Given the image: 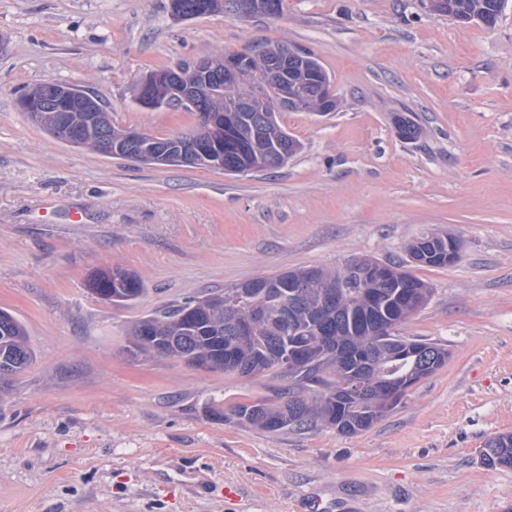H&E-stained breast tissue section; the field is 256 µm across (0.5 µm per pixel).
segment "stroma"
Returning a JSON list of instances; mask_svg holds the SVG:
<instances>
[{
  "label": "stroma",
  "instance_id": "stroma-1",
  "mask_svg": "<svg viewBox=\"0 0 512 512\" xmlns=\"http://www.w3.org/2000/svg\"><path fill=\"white\" fill-rule=\"evenodd\" d=\"M276 44L312 53L339 106L282 113L303 148L272 170L113 159L19 107L36 85L74 83L116 126L165 137L197 118L141 108V77ZM397 113L420 138L399 137ZM429 231L460 239L455 264L410 265ZM361 255L409 264L431 296L397 333L450 353L366 431L260 430L230 408L276 400L287 371L132 350V325L157 310ZM110 266L142 297L93 296ZM0 308L36 353L0 390V512H512V468L481 459L512 432V0L491 30L429 0L184 21L170 0H0ZM121 274H124L125 277H129L133 281L136 285L135 289H137V295L139 297L143 293L144 289L142 288L140 279L135 274L119 268H111L99 273L95 278H93L91 288L109 292L112 288H117L115 281Z\"/></svg>",
  "mask_w": 512,
  "mask_h": 512
}]
</instances>
